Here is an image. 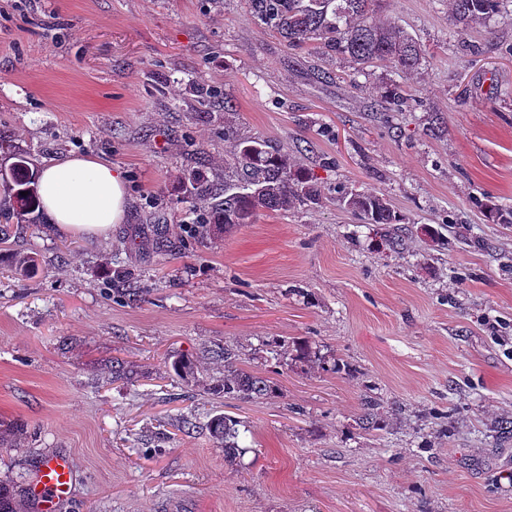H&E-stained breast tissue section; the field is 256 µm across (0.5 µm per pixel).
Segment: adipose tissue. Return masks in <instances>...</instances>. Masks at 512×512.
Masks as SVG:
<instances>
[{"label": "adipose tissue", "mask_w": 512, "mask_h": 512, "mask_svg": "<svg viewBox=\"0 0 512 512\" xmlns=\"http://www.w3.org/2000/svg\"><path fill=\"white\" fill-rule=\"evenodd\" d=\"M43 209L64 232L102 236L125 222L127 178L96 157H69L44 165L39 180Z\"/></svg>", "instance_id": "obj_1"}]
</instances>
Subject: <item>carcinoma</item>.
<instances>
[{
    "mask_svg": "<svg viewBox=\"0 0 512 512\" xmlns=\"http://www.w3.org/2000/svg\"><path fill=\"white\" fill-rule=\"evenodd\" d=\"M256 17L271 27L290 47L315 44L332 52L359 69L387 63L408 76L419 70L423 61L420 44L402 26L377 19L375 12L381 0H252ZM512 0H449L459 33H468L472 24L481 23L494 14L509 13ZM380 106L393 111H410L416 100L400 85L387 86L380 92ZM224 139L235 143L233 152L224 158V186L209 182L197 171L185 176L189 192L207 202L200 218L197 234L219 237L241 224H253L263 211H281L295 203L318 205L321 191L314 175L303 167H295L288 155L254 138H242L229 121H224ZM12 168L13 189L9 199L0 202V244L11 238L12 224L35 223L36 186L30 174L26 155L15 153ZM336 199L365 224H373L388 248H394L405 237L407 228L402 216L388 200L376 192L353 191L340 184ZM485 217L494 224H512V210L504 211L494 204L482 205ZM15 273L27 279L39 272V259L29 253H14ZM127 275L117 272L116 297L127 303L139 301L141 288H125ZM214 358L224 360V377L213 385V391L226 397L251 400L269 396L275 386L252 370L239 366V355L225 346L211 351ZM173 372L187 383L197 378L196 361L179 357L171 363ZM360 417L364 430L381 427V400L371 394L362 401ZM240 421L220 414L210 419L206 428L212 438L224 447V462L232 464L240 456ZM29 503L22 485L0 480V512H28Z\"/></svg>",
    "mask_w": 512,
    "mask_h": 512,
    "instance_id": "cac0c4a2",
    "label": "carcinoma"
}]
</instances>
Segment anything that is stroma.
<instances>
[{"label": "stroma", "mask_w": 512, "mask_h": 512, "mask_svg": "<svg viewBox=\"0 0 512 512\" xmlns=\"http://www.w3.org/2000/svg\"><path fill=\"white\" fill-rule=\"evenodd\" d=\"M380 14L423 50L414 111L374 104L393 68L355 75L288 47L250 0H0V176L17 149L33 172L92 155L126 173L130 197L104 237L44 211L19 226L14 249L42 258L34 278L0 250V421L25 425L0 448V478L69 454L62 512H512V439L491 434L512 421V224L476 205L512 209V19L462 41L447 0ZM228 118L311 170L324 203L192 236L205 204L184 174L203 157L223 178ZM341 183L390 201L402 248L379 249L336 201ZM119 266L140 301H115ZM303 341L343 369L294 361ZM224 344L277 395L213 393L224 364L209 352ZM180 354L195 382L170 369ZM116 357L129 379L113 381ZM369 387L386 409L370 433L357 424ZM219 413L246 428L232 465L205 427Z\"/></svg>", "instance_id": "stroma-1"}]
</instances>
